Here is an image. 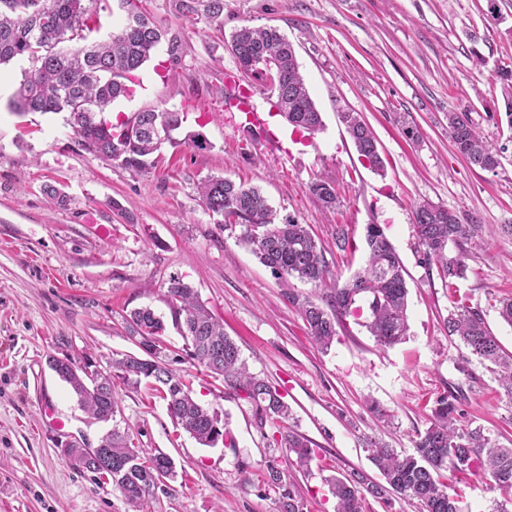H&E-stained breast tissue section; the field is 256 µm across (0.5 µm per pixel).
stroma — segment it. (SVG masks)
<instances>
[{
  "instance_id": "obj_1",
  "label": "stroma",
  "mask_w": 512,
  "mask_h": 512,
  "mask_svg": "<svg viewBox=\"0 0 512 512\" xmlns=\"http://www.w3.org/2000/svg\"><path fill=\"white\" fill-rule=\"evenodd\" d=\"M148 8L179 37L181 61L172 63L159 45L139 72L143 87L113 109L122 117L146 107L186 113L181 143L163 147L156 169L137 173L80 150L64 114L10 112L29 64L0 66L7 80L0 93V512H125L110 479L78 471L61 455L69 441L97 447L112 426L176 463V479L151 499L150 512H277L265 462L278 452V429L257 428L250 404L225 396L222 382L186 359L161 290L172 275L223 321L250 372L284 395L291 429L312 441L308 468L291 471L308 512H334L331 477L360 469L379 479L363 438L411 451L444 394L456 396L463 422L512 444V401L443 329L455 293L470 295L512 354V326L487 305L489 295H512V237L501 232L512 224V120L497 74L512 69V0H224L221 38L206 23L185 24L172 0H148ZM243 26H272L288 37L322 115V130L290 154L270 149L265 132L248 133L218 93L232 79L269 104L231 51L228 36ZM344 112L359 113L374 133L383 173L359 156ZM452 112L466 113L501 150L495 171L472 166L449 143ZM407 126L418 139L404 134ZM196 132L206 149L192 146ZM211 175L260 187L279 218L307 225L342 282L360 270L365 252L338 253L337 225L359 243L366 225H381L405 269L406 340L379 348L351 315L331 347L319 348L270 270L202 203L198 186ZM317 177L335 183L334 209L309 193ZM48 183L65 205L44 195ZM424 202L483 227L467 247L457 292L421 260L413 212ZM145 306L165 324L172 369L199 402L222 408L233 446L198 444L145 382H116L118 411L111 423L99 422L49 368L54 356L111 371L113 355L137 352L125 317ZM374 404L391 423L377 421ZM49 406L66 420L64 430L51 428Z\"/></svg>"
}]
</instances>
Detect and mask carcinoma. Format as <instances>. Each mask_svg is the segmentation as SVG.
I'll return each instance as SVG.
<instances>
[{
	"instance_id": "cac0c4a2",
	"label": "carcinoma",
	"mask_w": 512,
	"mask_h": 512,
	"mask_svg": "<svg viewBox=\"0 0 512 512\" xmlns=\"http://www.w3.org/2000/svg\"><path fill=\"white\" fill-rule=\"evenodd\" d=\"M97 2L0 0V64L14 59L30 63V70L9 101V109L18 114L64 112L81 150L117 161L126 169L146 171L157 166L164 144H178L174 133L184 122L183 113L151 109L136 127L122 118L113 123L104 114L114 101L131 95L136 73L162 41H168L175 63L181 60V43L150 17L146 0H114L122 25L105 38L97 37ZM173 6L191 23L202 16L216 31L223 29L224 0H173ZM65 43L75 47L65 48ZM230 47L239 68L246 73L265 78L260 60L281 72L278 90L268 83L264 89L276 99L289 125L310 134L323 127L321 112L306 88L294 47L286 36L275 28L243 26L231 36ZM498 77L512 123V70H503ZM157 114L163 116L168 128L163 140L154 132ZM342 121L359 155L372 170L382 172L384 161L371 129L355 112L342 113ZM448 138L472 165L486 171L500 165L499 154L466 115L448 113ZM308 190L323 207L336 206L335 184L315 178ZM199 195L207 209L222 218L224 229H239L237 239L280 281L283 297L307 323L319 346L331 347L336 326L347 315L361 310L359 301L368 308L362 326L379 347H391L405 339L409 323L404 268L380 225H366L365 265L340 284L307 225L292 218L279 220L258 188L209 176L200 182ZM414 228L425 262L437 266L446 288L455 289L456 281L466 277V246L479 236L482 225L464 223L452 217L447 208L424 202L415 209ZM452 248L457 253L450 256ZM292 280L309 284L312 290L299 291L291 286ZM165 286L173 321L185 342L186 357L247 401L258 428L285 423L291 417L288 402L269 382L249 372L239 347L224 334L223 324L199 301L194 288L174 275ZM127 329L144 356L125 355L113 360V375L70 360L49 358L51 369L70 385L84 410L96 420L107 422L117 409L113 377L131 385L148 380L159 384L171 419L199 444L213 446L230 438L222 412L200 404L168 367L161 347L165 325L154 311L147 307L133 310ZM444 331L495 374L504 395L512 399V355L504 353L486 325L483 311L472 306L468 297L456 296L453 310L444 319ZM457 414L448 396L440 397L428 426L415 431L411 454L399 452L376 437L363 439L364 451L382 481L375 482L357 469L330 478L336 512H365L367 497L384 500L388 494L417 505L420 512H461V495L449 492L448 485L440 480L441 472L448 469L486 479L512 497V448L485 435L482 427L461 422ZM311 444L295 431L282 433L278 447L283 455L266 462L267 483L277 490L279 512H304L303 501L288 481V468L308 467L313 456ZM72 462L82 470L111 479L127 512H148L155 490L175 476L170 456L139 448L116 429L108 432L96 448L74 446Z\"/></svg>"
}]
</instances>
